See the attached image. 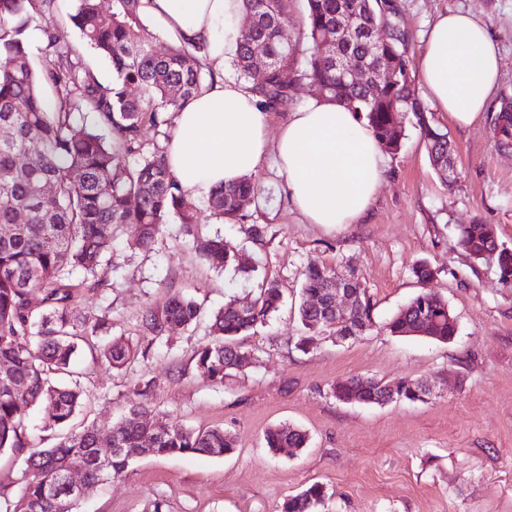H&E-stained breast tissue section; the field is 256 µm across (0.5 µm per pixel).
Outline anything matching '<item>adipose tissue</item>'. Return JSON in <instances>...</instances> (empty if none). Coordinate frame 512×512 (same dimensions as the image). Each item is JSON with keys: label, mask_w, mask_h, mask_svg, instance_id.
I'll use <instances>...</instances> for the list:
<instances>
[{"label": "adipose tissue", "mask_w": 512, "mask_h": 512, "mask_svg": "<svg viewBox=\"0 0 512 512\" xmlns=\"http://www.w3.org/2000/svg\"><path fill=\"white\" fill-rule=\"evenodd\" d=\"M176 39L207 43L204 64L218 74L234 59L242 0H142ZM420 79L439 111L461 127L484 112L501 78L497 43L472 13L438 15L419 57ZM273 154L287 200L310 224H354L374 201L385 154L366 121L339 103L308 101L290 112L276 139L246 85L218 77L179 112L167 158L188 196L254 173Z\"/></svg>", "instance_id": "1"}]
</instances>
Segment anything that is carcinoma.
Listing matches in <instances>:
<instances>
[{
  "label": "carcinoma",
  "instance_id": "carcinoma-1",
  "mask_svg": "<svg viewBox=\"0 0 512 512\" xmlns=\"http://www.w3.org/2000/svg\"><path fill=\"white\" fill-rule=\"evenodd\" d=\"M73 2L70 22L82 41L111 66L110 83L102 82L80 53L57 36V0H0V450L24 447L21 430L29 407L40 408L49 424L61 426L81 404L78 387L56 383L52 376L68 371L77 339L97 332L104 322L90 325L78 313L70 284L73 273L83 272L82 284L89 288L100 286L98 270L112 262L117 224L137 225L139 234L129 248L144 250L169 217H177L188 229L198 223L195 204L167 164L166 148L155 144L146 149L142 130L147 125L167 126L166 114L179 111L204 86L205 46L181 43L157 50L143 21L142 0H111L107 9L101 0ZM244 7L252 26L240 29L234 66L262 109L277 111L292 104L293 88L285 74L301 60L298 79L322 87L321 100L342 103L358 113L385 152L399 150L406 122L418 126L431 165L448 181L453 161L447 133L428 116L410 85L414 76L407 36L392 22L396 8L391 0H307L305 31L294 41L285 35L286 0H244ZM354 17L366 29L390 26L391 46L385 53L368 54L364 41L345 32ZM34 22L42 30L38 68L27 45ZM321 40L337 42L345 60L367 75L381 64L394 65L397 80L376 93L367 85L341 80L333 58L318 51ZM257 41L263 44L262 57L252 51ZM45 86L55 89L54 98L43 95ZM130 86L141 88L143 97H130ZM85 113L93 114V125L80 119ZM496 134L499 147H512V112L500 114ZM75 172L80 174L78 182L72 177ZM43 185L50 190L40 191ZM259 195V185L247 176L211 192L208 207L216 219L235 224L247 219V208ZM458 243L476 262H484L493 251L485 224L461 226ZM192 244L212 266L246 271L224 239L194 234ZM495 266L501 280L512 281V252L500 251ZM338 278L344 287L360 292V308L351 320L321 321L308 308V300L325 294ZM37 289L42 300L35 308L30 295ZM282 303L283 292L273 281L254 297L227 303L213 315L214 339L197 351V367L213 381L224 382L236 371L225 362L226 346L264 324ZM297 312L304 334L294 347L301 351L328 329L349 336L361 325L373 326L360 279L353 273L340 278L320 266L305 271ZM201 315L195 300L173 295L160 310H147L145 328L156 340L173 326L197 323ZM385 329L398 336L424 332L445 343L457 333L456 323L448 321V301L429 292L399 309ZM131 354L129 345L114 341L107 359L120 367ZM14 382L21 384L22 392L7 390ZM380 384L371 376H354L344 394L374 404ZM150 419L151 411L135 401L112 426V437L125 452L113 457L105 472L96 466L97 433L92 429L30 453L29 478L16 512H61L68 491L59 477L73 466L99 482L123 473L136 457L190 452L222 456L235 447L233 437L219 428L193 431L162 416L155 429ZM264 441L276 454L281 448L305 447L308 435L293 425L278 424L266 430ZM323 500V486L315 483L286 498L281 512H319Z\"/></svg>",
  "mask_w": 512,
  "mask_h": 512
}]
</instances>
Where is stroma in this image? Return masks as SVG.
<instances>
[{"label": "stroma", "mask_w": 512, "mask_h": 512, "mask_svg": "<svg viewBox=\"0 0 512 512\" xmlns=\"http://www.w3.org/2000/svg\"><path fill=\"white\" fill-rule=\"evenodd\" d=\"M394 3L410 60L447 11L473 13L499 47L501 81L475 124L459 127L446 113H431L454 148V181L442 182L418 127L409 123L360 221L308 224L291 210L269 155L256 176L261 195L248 209L250 223H218L206 197L195 200L198 232L223 236L248 273L209 266L172 218L151 249L115 252L99 272L101 288H83L81 275H73L82 314L105 322L80 340L65 377L78 383L83 404L65 429L28 411L24 447L0 450V512H12L21 496L30 452L55 447L68 431L94 429L108 438L142 386L153 411L196 431L224 429L234 449L221 457L135 458L121 475L88 487L76 512H153L157 503L162 512H280L285 498L316 482L325 490L321 512H512V282H503L494 266L473 262L457 243L460 225L489 224L512 248V148H499L494 131L501 107L512 105V0ZM253 223L264 226L261 239L252 238ZM420 260L434 271L425 283L412 274ZM310 266L361 277L373 304L370 330L347 341L328 331L303 352L290 346L301 334L296 308ZM266 281L280 285L284 305L240 337L254 357L249 367L212 381L195 353L213 338V314ZM424 291L447 299L454 341L384 332L393 314ZM178 292L198 303L200 320L147 343L146 309L161 308ZM118 338L134 356L116 368L105 352ZM357 375L414 378L432 393L418 403L336 400V382ZM278 423L307 431V447L291 458L271 453L263 435Z\"/></svg>", "instance_id": "obj_1"}]
</instances>
